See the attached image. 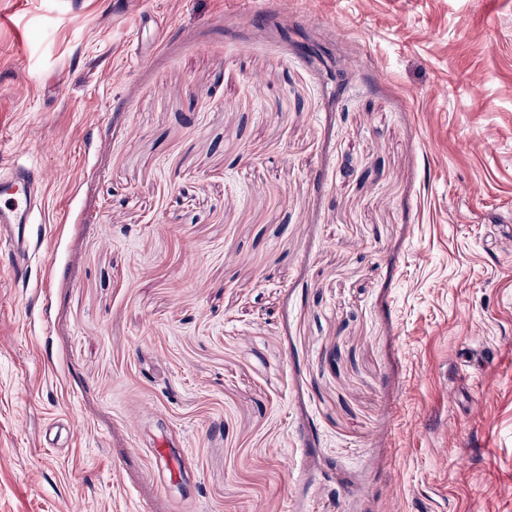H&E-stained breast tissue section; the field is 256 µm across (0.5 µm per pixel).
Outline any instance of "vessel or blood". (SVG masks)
<instances>
[{
    "label": "vessel or blood",
    "instance_id": "1",
    "mask_svg": "<svg viewBox=\"0 0 512 512\" xmlns=\"http://www.w3.org/2000/svg\"><path fill=\"white\" fill-rule=\"evenodd\" d=\"M46 181L45 172L32 164L10 165L0 175V250L14 272L27 268L35 253L29 226L43 206Z\"/></svg>",
    "mask_w": 512,
    "mask_h": 512
}]
</instances>
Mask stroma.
<instances>
[{
    "label": "stroma",
    "mask_w": 512,
    "mask_h": 512,
    "mask_svg": "<svg viewBox=\"0 0 512 512\" xmlns=\"http://www.w3.org/2000/svg\"><path fill=\"white\" fill-rule=\"evenodd\" d=\"M125 2L0 0V512H512V0ZM46 181L43 170L23 163L11 164L0 179V250L7 253L16 276L35 254L29 225L35 211L42 210Z\"/></svg>",
    "instance_id": "1"
}]
</instances>
